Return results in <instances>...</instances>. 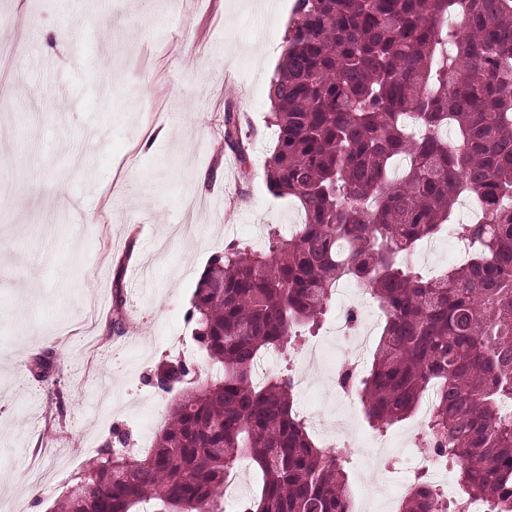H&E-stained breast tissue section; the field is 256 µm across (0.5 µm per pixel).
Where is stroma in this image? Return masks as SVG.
Wrapping results in <instances>:
<instances>
[{
	"instance_id": "stroma-1",
	"label": "stroma",
	"mask_w": 512,
	"mask_h": 512,
	"mask_svg": "<svg viewBox=\"0 0 512 512\" xmlns=\"http://www.w3.org/2000/svg\"><path fill=\"white\" fill-rule=\"evenodd\" d=\"M294 4L0 0V512H51L114 431L152 448L171 396L151 378L177 344L211 378L189 318L200 274L300 216L263 176ZM229 109L255 133L245 174L224 147ZM104 206L106 223L83 221ZM287 368L296 401L335 425L324 366L293 354L271 371ZM35 464L53 480L31 485Z\"/></svg>"
}]
</instances>
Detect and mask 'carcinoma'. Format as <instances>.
I'll list each match as a JSON object with an SVG mask.
<instances>
[{
	"mask_svg": "<svg viewBox=\"0 0 512 512\" xmlns=\"http://www.w3.org/2000/svg\"><path fill=\"white\" fill-rule=\"evenodd\" d=\"M294 14L263 170L304 220L288 237L270 230L263 252L228 245L204 269L189 318L219 374L173 399L149 455L130 457L117 437L54 512H217L244 455L262 484L241 512H350L346 460L311 437L294 377L254 381L261 355L293 352L296 329L320 327L343 280L388 316L367 376L345 368L342 387H356L377 431L437 390L426 445L458 467L451 505L420 473L399 512H463L473 499L512 512V0H296ZM224 142L249 170L232 112ZM462 197L488 223H455ZM444 229L468 258L424 277L407 256ZM167 367L155 380L170 393L191 365Z\"/></svg>",
	"mask_w": 512,
	"mask_h": 512,
	"instance_id": "carcinoma-1",
	"label": "carcinoma"
}]
</instances>
